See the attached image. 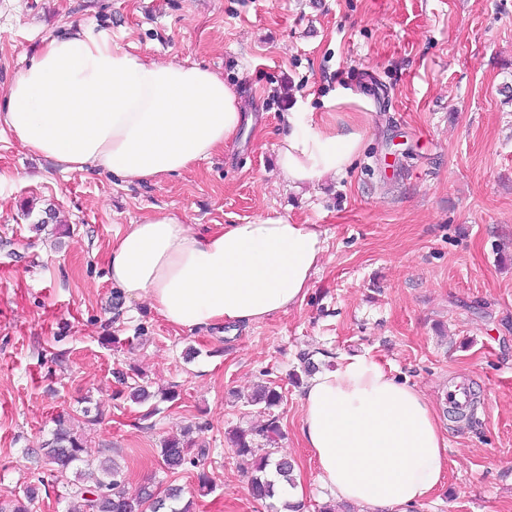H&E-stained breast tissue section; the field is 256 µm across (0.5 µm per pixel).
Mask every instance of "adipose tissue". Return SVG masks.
Returning a JSON list of instances; mask_svg holds the SVG:
<instances>
[{
  "mask_svg": "<svg viewBox=\"0 0 512 512\" xmlns=\"http://www.w3.org/2000/svg\"><path fill=\"white\" fill-rule=\"evenodd\" d=\"M278 167L290 187L320 183L360 151L359 131L328 133L285 115ZM245 121L217 74L132 54L110 34L72 27L43 40L16 72L0 131L62 171H107L129 183L190 169L223 149ZM325 252L315 224L269 220L200 230L171 216L126 225L108 278L184 329L249 324L307 296ZM301 438L318 479L360 512H419L448 467L438 415L416 387L363 355L309 377Z\"/></svg>",
  "mask_w": 512,
  "mask_h": 512,
  "instance_id": "adipose-tissue-1",
  "label": "adipose tissue"
}]
</instances>
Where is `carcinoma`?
I'll return each mask as SVG.
<instances>
[{"label":"carcinoma","instance_id":"obj_1","mask_svg":"<svg viewBox=\"0 0 512 512\" xmlns=\"http://www.w3.org/2000/svg\"><path fill=\"white\" fill-rule=\"evenodd\" d=\"M252 401L265 405L269 409L279 405L282 395L271 386L261 387L252 397ZM69 417L61 413L55 419V429L52 437L42 445L43 462L48 467L51 480H64L67 473L79 463L84 464V470L79 476L87 483L79 481L66 484V512H190L189 507L177 508L166 505V501L176 502L180 499L181 490L170 488L165 496L160 497L149 485L141 486L132 493L126 488V477L123 469L114 459L107 457L93 465L85 457V439L82 435L68 427ZM192 427L184 429L182 437H168L161 443L159 456L164 467L175 472L187 466L195 467L209 455V449L191 448L188 436ZM280 434L278 420L271 418L264 427L255 432L235 431L230 437L235 455L241 460L246 472L250 473V487L253 498L265 500L272 497L273 484L266 475L270 466L278 468L284 478H290L294 471L293 463L286 457L273 461L269 456H256L254 436L272 442ZM46 487L43 479L29 484L24 491V501H16L13 505L0 502V512H30V505L41 495Z\"/></svg>","mask_w":512,"mask_h":512}]
</instances>
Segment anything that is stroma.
<instances>
[{"instance_id":"obj_1","label":"stroma","mask_w":512,"mask_h":512,"mask_svg":"<svg viewBox=\"0 0 512 512\" xmlns=\"http://www.w3.org/2000/svg\"><path fill=\"white\" fill-rule=\"evenodd\" d=\"M85 24L129 52L206 68L251 115L223 152L153 182L62 172L0 132V501L41 474L54 417L100 404L89 459L112 455L129 488L181 487L193 512H285L254 500L227 440L279 418L263 445L292 456L304 512H357L316 479L301 434L307 364L364 354L433 404L445 478L420 512H512V0H0V106L41 41ZM322 131H359L345 173L289 188L283 84ZM275 217L319 225L323 262L305 300L251 324L190 331L120 299L106 256L125 225ZM176 391L157 414L127 383ZM473 412L448 419L449 383ZM276 387L274 410L249 403ZM194 425L215 489L163 469V438Z\"/></svg>"}]
</instances>
